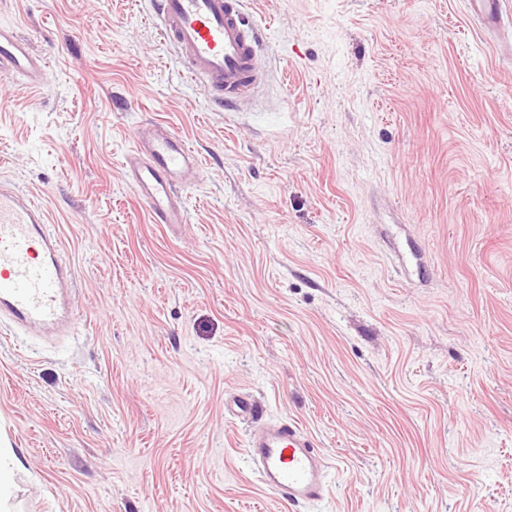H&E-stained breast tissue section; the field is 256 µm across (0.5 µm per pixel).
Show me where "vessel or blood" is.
<instances>
[{"mask_svg":"<svg viewBox=\"0 0 512 512\" xmlns=\"http://www.w3.org/2000/svg\"><path fill=\"white\" fill-rule=\"evenodd\" d=\"M484 31H498L506 0H469ZM164 40L180 53L186 75L208 87L217 103L248 96L265 79L264 40L245 0H154ZM0 75L39 86L49 78L45 58L9 26H0ZM201 166L181 135L161 123L140 128L124 157V174L158 224H182L186 212L179 191ZM62 244L41 206L27 194L0 183V320L26 331L70 329L72 265L61 259ZM234 418L256 421L261 414L249 396L224 402ZM246 452L261 485L293 506L322 500L329 465L296 423L276 421L250 432Z\"/></svg>","mask_w":512,"mask_h":512,"instance_id":"b4317fda","label":"vessel or blood"}]
</instances>
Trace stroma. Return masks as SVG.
<instances>
[{
  "instance_id": "stroma-1",
  "label": "stroma",
  "mask_w": 512,
  "mask_h": 512,
  "mask_svg": "<svg viewBox=\"0 0 512 512\" xmlns=\"http://www.w3.org/2000/svg\"><path fill=\"white\" fill-rule=\"evenodd\" d=\"M152 0H0L48 61L0 76V182L74 268L72 336L0 322V512H512V23L467 0H247L266 79H187ZM160 122L201 160L187 221L123 172ZM252 397L330 463L263 489ZM478 15L482 29L486 32L498 31L504 19L505 0H468ZM224 413L233 418L255 423L261 415V410L248 395L237 394L224 401Z\"/></svg>"
}]
</instances>
